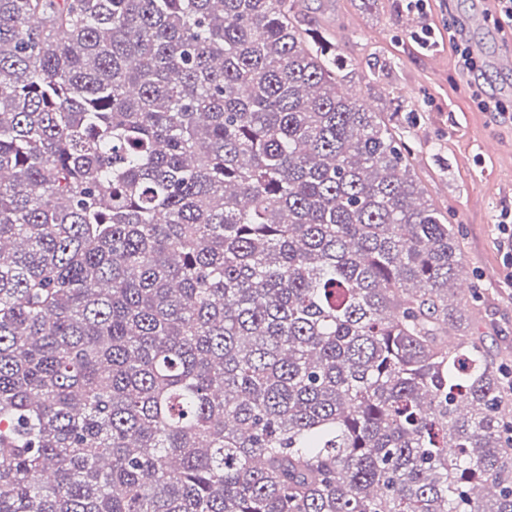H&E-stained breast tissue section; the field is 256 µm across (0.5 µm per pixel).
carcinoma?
I'll list each match as a JSON object with an SVG mask.
<instances>
[{
    "label": "carcinoma",
    "instance_id": "1",
    "mask_svg": "<svg viewBox=\"0 0 512 512\" xmlns=\"http://www.w3.org/2000/svg\"><path fill=\"white\" fill-rule=\"evenodd\" d=\"M301 6L0 0V512H512L457 230Z\"/></svg>",
    "mask_w": 512,
    "mask_h": 512
}]
</instances>
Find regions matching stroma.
Instances as JSON below:
<instances>
[{"label": "stroma", "instance_id": "35a3bbf8", "mask_svg": "<svg viewBox=\"0 0 512 512\" xmlns=\"http://www.w3.org/2000/svg\"><path fill=\"white\" fill-rule=\"evenodd\" d=\"M474 2L428 0L419 26L408 27L403 0H303L301 20L335 43L354 97L394 126L425 200L458 227L460 266L480 302L471 318L497 361L512 366V256L498 223L512 208V123L478 109L448 42L454 17L485 57L500 50L503 33L475 19Z\"/></svg>", "mask_w": 512, "mask_h": 512}]
</instances>
